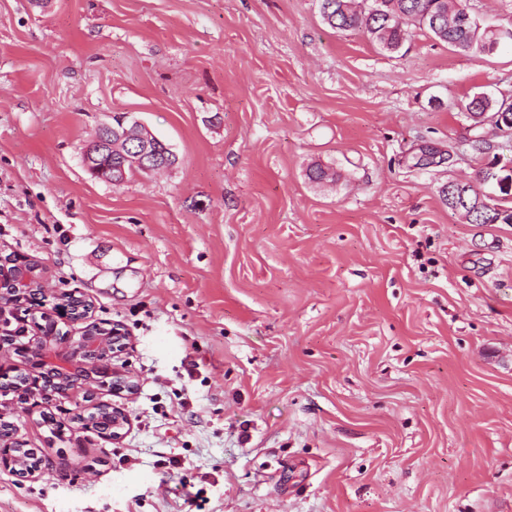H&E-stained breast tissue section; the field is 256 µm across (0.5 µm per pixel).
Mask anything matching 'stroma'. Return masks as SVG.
I'll list each match as a JSON object with an SVG mask.
<instances>
[{
	"label": "stroma",
	"mask_w": 512,
	"mask_h": 512,
	"mask_svg": "<svg viewBox=\"0 0 512 512\" xmlns=\"http://www.w3.org/2000/svg\"><path fill=\"white\" fill-rule=\"evenodd\" d=\"M477 93L512 102V41L391 53L319 0H0V254L45 312L121 322L139 378L101 394L116 442L17 414L71 469L0 470V512H512V224L439 194L512 158ZM117 113L176 164L92 177ZM127 118V116H123L120 119V126H111L107 124L100 126L93 139L86 145L84 161L86 168L90 173L95 172V168L93 166L97 159L96 156L98 151L103 144H106L112 151V139H116L114 146L118 150L121 142L131 136V131L136 129L135 127L137 124H140L138 121H133L128 128L127 125H125Z\"/></svg>",
	"instance_id": "1"
}]
</instances>
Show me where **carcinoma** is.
Masks as SVG:
<instances>
[{
    "instance_id": "obj_1",
    "label": "carcinoma",
    "mask_w": 512,
    "mask_h": 512,
    "mask_svg": "<svg viewBox=\"0 0 512 512\" xmlns=\"http://www.w3.org/2000/svg\"><path fill=\"white\" fill-rule=\"evenodd\" d=\"M323 20L337 30H359L382 49H400L408 27L426 30L449 48L465 54H483L486 46L497 41L496 33L475 20L466 27L456 19L467 9L462 0H319ZM474 126L485 124L505 133L512 131L506 119L512 120V104L498 102L484 94L474 95L463 105ZM480 181L494 182L499 195L490 196L473 183H466L468 203L454 205L448 193L440 195L448 208L460 214L470 224L512 223V210L503 203L512 202V167L495 161L481 172Z\"/></svg>"
}]
</instances>
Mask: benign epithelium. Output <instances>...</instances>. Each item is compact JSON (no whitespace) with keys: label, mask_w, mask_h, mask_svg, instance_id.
Segmentation results:
<instances>
[{"label":"benign epithelium","mask_w":512,"mask_h":512,"mask_svg":"<svg viewBox=\"0 0 512 512\" xmlns=\"http://www.w3.org/2000/svg\"><path fill=\"white\" fill-rule=\"evenodd\" d=\"M102 125L86 145L84 161L89 172H95L94 163L102 145H120L131 136L137 122L125 125ZM33 259L12 255L0 257V323L9 318L37 313L38 300L44 292L36 274ZM70 320L82 325L78 339L72 340L56 332L57 324L46 312L40 314L43 323H35L36 332L25 343L17 342L16 335L0 332V468L20 480L36 479L43 473L47 460L29 448L22 447L11 418L19 411L34 414L41 405L56 397L82 393L84 409L91 414L77 415L84 429H93L101 438L116 441L122 438L126 416L117 408L98 401V391L108 386L112 393L134 394L135 376L115 364L126 349L127 333L119 323L96 322L92 319L93 306L83 295H63ZM27 363L28 377L20 382L13 373L15 359Z\"/></svg>","instance_id":"benign-epithelium-1"}]
</instances>
